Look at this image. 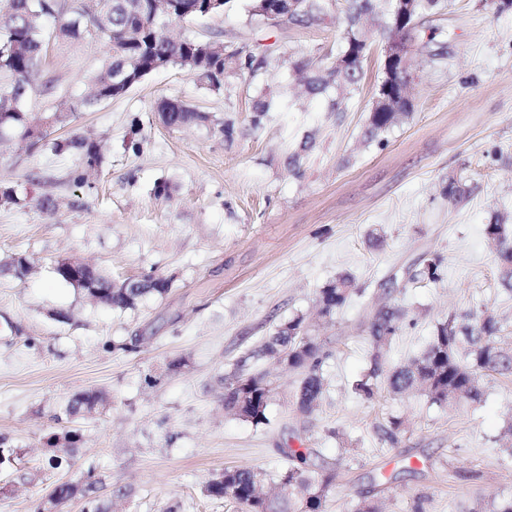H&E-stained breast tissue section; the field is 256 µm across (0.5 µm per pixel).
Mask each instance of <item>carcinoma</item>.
Segmentation results:
<instances>
[{
    "mask_svg": "<svg viewBox=\"0 0 512 512\" xmlns=\"http://www.w3.org/2000/svg\"><path fill=\"white\" fill-rule=\"evenodd\" d=\"M162 0H0V141L15 140L29 149L46 144L52 152L63 155L76 150L80 154L82 171L75 181L84 182V172L101 167L103 155L99 144L73 132L64 139L47 141L50 130L65 126L71 116L101 102L119 98L140 84L150 74L179 67L195 75L203 86L214 92L224 88L226 71L257 81L271 66L267 51L247 52L243 47L224 46L221 53H208V41L183 36L172 38L164 33L167 24L185 18L177 6L195 0H174L173 12L158 7ZM334 0H299L296 22L305 26H320L331 13ZM377 0H344L346 27L340 38L336 57L348 55L352 43L366 42L364 20L374 16ZM90 38L103 43L108 54L90 79V93L82 98H64L55 104L39 123L30 121L26 107L31 89V77L55 39ZM363 62L353 59L348 66L327 65L307 77L309 93L325 101L326 111L336 117L348 111L352 94L359 89ZM274 101L266 96L253 103L252 129L263 128ZM155 111L161 123L170 129L208 120L205 113L181 101L164 98L156 103ZM411 101L396 102L369 112L361 141L366 145L383 146L386 135L395 126L412 116ZM315 146L314 137H302L299 150L291 154V172H300L303 155ZM443 194L458 201L466 194L463 178H448ZM488 245L498 259L499 288L512 295V224L505 218L484 227ZM442 260L422 258L411 270L409 281L425 286L441 281ZM57 278L78 288L98 304L112 308L135 307L148 295H164L170 280L147 274L137 280L135 288H110L109 276L96 271L97 287L84 285L57 267ZM362 292L349 274H341L325 283L317 293L318 314L330 320L352 296ZM408 316L395 304L381 302L368 325L371 350L369 370L353 383L354 391L372 402L382 393L417 392L432 405L452 407L461 402H477L481 385L491 377L512 375V343L503 332L505 324L497 315L479 309L448 314L437 323L426 348L420 355L393 368L383 375L384 356L395 336L399 335ZM264 356L276 360L288 371L300 375L297 390L299 408L309 413L321 400L325 390L323 368L331 356L326 345L309 335L305 319L296 316L279 326L259 350L249 357ZM272 382L262 373H254L242 363L224 378V409L255 425L268 421L267 408L272 396ZM105 401L99 391L86 390L71 398L64 408L67 418L74 421L91 415ZM391 442L406 431V423L390 416L379 426ZM80 434L69 430L53 439L55 455L48 463L56 468L79 442ZM336 469L314 464L309 454L295 451L290 455L288 469L280 474L278 483L270 487L265 474L258 468L226 467L217 472L205 488L214 499L242 506L245 512H324L327 493L335 485ZM96 481L87 473L82 486L68 483L56 487L54 498L61 503L81 494L87 497V509L102 512L98 501L89 496Z\"/></svg>",
    "mask_w": 512,
    "mask_h": 512,
    "instance_id": "cac0c4a2",
    "label": "carcinoma"
}]
</instances>
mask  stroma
I'll use <instances>...</instances> for the list:
<instances>
[{"label":"stroma","instance_id":"35a3bbf8","mask_svg":"<svg viewBox=\"0 0 512 512\" xmlns=\"http://www.w3.org/2000/svg\"><path fill=\"white\" fill-rule=\"evenodd\" d=\"M229 0L223 13L170 24L171 33L270 49L262 82L226 80L207 91L186 70L149 75L125 97L76 113L69 127L96 139L104 163L79 185L74 154L0 144V184L58 202L0 205V438L19 467L0 466V512H37L59 482L88 470L107 512H242L206 497L228 466L277 475L289 450L335 467L326 512H354L380 491L386 512H472L479 501L512 496V459L496 438L512 416V377L485 381L480 404L440 408L418 394L368 404L353 382L370 366L367 327L383 283L414 324L396 336L384 367L419 355L448 313L483 306L512 321V299L496 285L497 258L483 234L495 215L512 219V11L493 15L481 0H440L430 30L414 33L413 117L386 147L365 146L361 129L374 101L385 39L367 29L373 53L348 112H323L280 56L312 69L333 60L343 15L322 28L278 27ZM439 61L429 62V53ZM106 53L98 42L54 41L33 77L26 106L42 118L54 100L82 96ZM285 95L286 109L253 132L252 103L262 85ZM175 98L207 121L165 127L154 106ZM232 119L225 139L219 123ZM314 149L300 174L288 156L305 132ZM140 144L128 149V141ZM469 192L451 202L449 177ZM170 194L158 197V183ZM383 237V246L371 244ZM29 258L21 279L4 271ZM439 256L443 278L416 287L407 271ZM81 260L113 280L152 272L169 291L133 309L96 306L60 281L55 265ZM352 274L358 295L331 322L318 319V288ZM305 316L326 343V390L309 414L295 405L298 377L254 350L289 318ZM181 360L178 370L168 364ZM246 363L275 391L268 424L224 410V378ZM107 394L85 419L61 416L77 392ZM408 426L397 442L376 426L388 416ZM79 429L71 458L50 468L53 433Z\"/></svg>","mask_w":512,"mask_h":512}]
</instances>
